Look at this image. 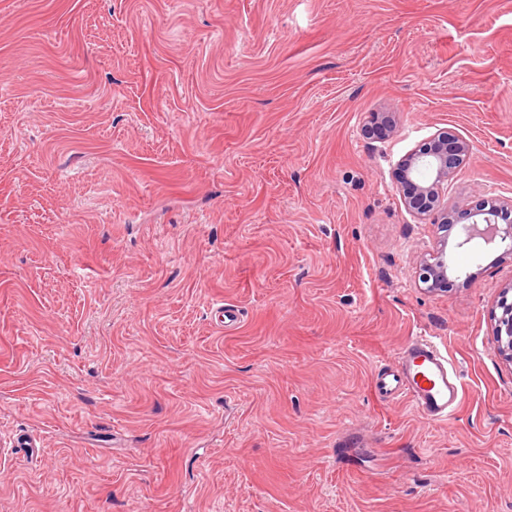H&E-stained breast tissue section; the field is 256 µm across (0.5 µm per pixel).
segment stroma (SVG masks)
Instances as JSON below:
<instances>
[{"instance_id": "obj_1", "label": "stroma", "mask_w": 512, "mask_h": 512, "mask_svg": "<svg viewBox=\"0 0 512 512\" xmlns=\"http://www.w3.org/2000/svg\"><path fill=\"white\" fill-rule=\"evenodd\" d=\"M442 128L512 199V0H0V512H512V261L421 288L393 179ZM415 336L449 421L374 393ZM512 291V280L502 292L498 307L502 310L501 316L495 322V336L500 352L512 362V296L510 301L508 294Z\"/></svg>"}]
</instances>
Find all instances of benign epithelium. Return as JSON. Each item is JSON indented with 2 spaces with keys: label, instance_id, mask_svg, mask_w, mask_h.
I'll return each mask as SVG.
<instances>
[{
  "label": "benign epithelium",
  "instance_id": "1",
  "mask_svg": "<svg viewBox=\"0 0 512 512\" xmlns=\"http://www.w3.org/2000/svg\"><path fill=\"white\" fill-rule=\"evenodd\" d=\"M470 150L464 138L448 129H440L403 159L395 170L397 186L402 190L404 204L418 216H435L437 231L442 233L440 247L428 254L419 267L418 280L429 292L448 289V227L461 224L464 240L480 237L486 243L504 245L503 255L512 258V200L484 199L479 204L443 207L440 194L448 177L460 166ZM427 166L434 171L430 182L417 178L419 169ZM512 281L502 292L498 307L501 316L495 322V336L500 352L512 360Z\"/></svg>",
  "mask_w": 512,
  "mask_h": 512
}]
</instances>
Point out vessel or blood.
<instances>
[{
    "label": "vessel or blood",
    "instance_id": "obj_1",
    "mask_svg": "<svg viewBox=\"0 0 512 512\" xmlns=\"http://www.w3.org/2000/svg\"><path fill=\"white\" fill-rule=\"evenodd\" d=\"M396 364V371L378 378V393L408 397L427 418L447 420L459 400L460 382L435 343L421 336L412 339L398 353Z\"/></svg>",
    "mask_w": 512,
    "mask_h": 512
}]
</instances>
